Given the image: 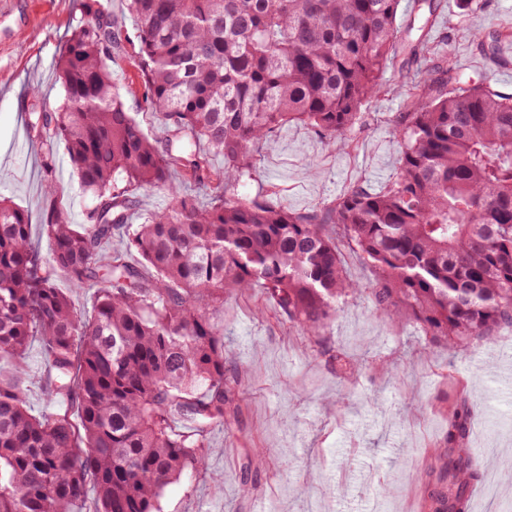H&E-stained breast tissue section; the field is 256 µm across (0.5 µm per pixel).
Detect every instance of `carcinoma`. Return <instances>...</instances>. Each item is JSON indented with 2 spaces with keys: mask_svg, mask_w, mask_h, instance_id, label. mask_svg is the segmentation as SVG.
<instances>
[{
  "mask_svg": "<svg viewBox=\"0 0 512 512\" xmlns=\"http://www.w3.org/2000/svg\"><path fill=\"white\" fill-rule=\"evenodd\" d=\"M137 25L146 101L167 129L159 148L126 111L106 59L122 26L99 0L58 61L61 109L32 122L51 176L65 145L97 203L81 230L68 224L47 180L40 228L0 198V512H160L163 489L204 465L205 435L231 409L224 326L212 318L226 292L256 288L288 327L317 345L348 298L365 295L391 322H416L453 347L512 326V94L458 76L451 62L410 78L391 120L402 146L379 191L355 184L328 205L294 213L227 196L253 148L283 126L310 125L346 149L361 108L384 92L381 74L406 46L400 0H126ZM224 169L201 183L208 156ZM181 172L203 192L184 191ZM162 188L171 206L142 217L125 249L103 244L128 224L137 195ZM373 279L348 278L340 247ZM136 252L145 263L129 261ZM151 268L149 276L144 268ZM95 290L91 314L59 282ZM53 375L48 398L71 410L43 419L25 405L30 343ZM470 411L450 417L455 454L430 512H467L477 477L463 448Z\"/></svg>",
  "mask_w": 512,
  "mask_h": 512,
  "instance_id": "carcinoma-1",
  "label": "carcinoma"
}]
</instances>
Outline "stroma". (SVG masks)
<instances>
[{"label":"stroma","instance_id":"1","mask_svg":"<svg viewBox=\"0 0 512 512\" xmlns=\"http://www.w3.org/2000/svg\"><path fill=\"white\" fill-rule=\"evenodd\" d=\"M126 35L110 64L112 82L145 133L165 145L162 121L144 99L136 30L125 0H103ZM402 0L396 24L421 27L436 51L451 50L454 65L475 82L512 93V82L493 71L472 31H512V0L463 7L438 0L434 13L411 12ZM82 20L79 0H0V195L39 217L46 179L57 185L70 224H85L93 203L64 147L45 175L40 146L30 129L33 108L49 112L64 102L56 64ZM385 95L363 107L351 149L330 151L309 125L283 126L259 145L248 175L227 193L257 198L294 212L322 207L349 186L380 190L396 173L401 145L391 118L403 106L405 82L397 65L382 74ZM38 88L32 97L30 88ZM224 322V349L242 380L232 392V426L206 435L205 465L168 484L162 512H427L430 486L419 473L439 476L448 413L459 396L470 409L468 453L479 471L467 489L468 512H512V326L492 342L433 344L410 320L390 323L365 297L344 303L319 345L282 321L259 291L228 292L216 313ZM363 364L357 380L336 374V352ZM32 375L26 405L36 416L70 410L48 399L46 356L39 341L26 355ZM266 448V463L247 467L251 449ZM224 475L216 486L213 473ZM389 497H381L383 484Z\"/></svg>","mask_w":512,"mask_h":512}]
</instances>
